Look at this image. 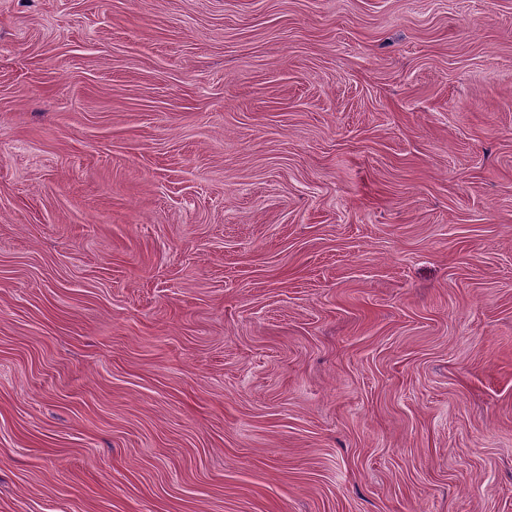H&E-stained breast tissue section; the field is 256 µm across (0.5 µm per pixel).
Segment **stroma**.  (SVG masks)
<instances>
[{"instance_id":"1","label":"stroma","mask_w":512,"mask_h":512,"mask_svg":"<svg viewBox=\"0 0 512 512\" xmlns=\"http://www.w3.org/2000/svg\"><path fill=\"white\" fill-rule=\"evenodd\" d=\"M0 512H512V0H0Z\"/></svg>"}]
</instances>
